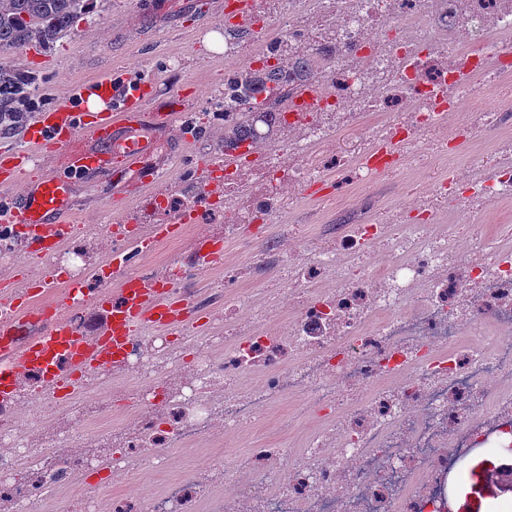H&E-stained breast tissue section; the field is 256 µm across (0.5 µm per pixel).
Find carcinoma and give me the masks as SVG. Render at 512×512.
<instances>
[{"mask_svg": "<svg viewBox=\"0 0 512 512\" xmlns=\"http://www.w3.org/2000/svg\"><path fill=\"white\" fill-rule=\"evenodd\" d=\"M88 10L86 0H0V52L11 50L22 56L31 47H48L55 39L73 29L74 23ZM272 74L266 69L237 75L231 84L244 82L253 96L266 91ZM35 93L34 84L25 82L20 70L0 64V114L3 126L23 123L7 114L24 111L23 99Z\"/></svg>", "mask_w": 512, "mask_h": 512, "instance_id": "1", "label": "carcinoma"}]
</instances>
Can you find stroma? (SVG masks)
<instances>
[{
  "label": "stroma",
  "instance_id": "obj_1",
  "mask_svg": "<svg viewBox=\"0 0 512 512\" xmlns=\"http://www.w3.org/2000/svg\"><path fill=\"white\" fill-rule=\"evenodd\" d=\"M222 0H92L94 21L79 20L74 33L64 35L48 50L33 48L22 58L5 52L0 64L22 62L38 74L47 101L58 91L86 82L108 70L131 69L133 77L158 91L179 85L190 91L187 107L197 115V137L183 141L178 132L159 134L156 161L188 162L224 153V119L211 105L224 86V63L195 50L203 28L217 26ZM74 221L98 223L111 207L112 187L74 181Z\"/></svg>",
  "mask_w": 512,
  "mask_h": 512
}]
</instances>
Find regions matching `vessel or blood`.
Returning <instances> with one entry per match:
<instances>
[{
    "label": "vessel or blood",
    "instance_id": "1",
    "mask_svg": "<svg viewBox=\"0 0 512 512\" xmlns=\"http://www.w3.org/2000/svg\"><path fill=\"white\" fill-rule=\"evenodd\" d=\"M152 102L150 84L127 74L108 72L73 85L26 129L31 153L47 162L46 172L30 183L24 180L22 157L0 148V224L24 232L29 259L38 272L23 287L0 290V299L11 310L10 317L0 318V335H9L14 321L32 315L43 321L22 346L0 345V395L9 396L16 374L29 367L57 385L65 363L72 379L80 380L89 368L120 353L145 323L168 327L179 320L183 305L169 293L122 281L93 295L81 278L56 289L44 262L74 228L72 192L61 169L90 182L119 184L133 171L145 189L160 183V167L145 161L153 144L142 136L138 115L148 112L152 125L167 127L176 124L181 113L153 107ZM21 181L26 184L21 197L9 195V188ZM72 309L99 313L95 336L84 338L72 330L68 322Z\"/></svg>",
    "mask_w": 512,
    "mask_h": 512
}]
</instances>
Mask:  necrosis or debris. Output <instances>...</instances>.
<instances>
[{"label": "necrosis or debris", "mask_w": 512, "mask_h": 512, "mask_svg": "<svg viewBox=\"0 0 512 512\" xmlns=\"http://www.w3.org/2000/svg\"><path fill=\"white\" fill-rule=\"evenodd\" d=\"M224 58L289 70L258 101L225 95V121L266 115L218 184L183 177L138 222L76 226L45 260L100 285L107 256L85 238L117 250L154 217L183 220L128 275L176 290L186 319L92 368L94 407L18 374L0 401V506L49 512L67 485L74 512H139L77 485L220 446L148 512H452L464 461L512 450V0H245ZM30 399L88 447L40 444ZM283 405L288 433L270 436ZM248 428L245 453L224 448Z\"/></svg>", "instance_id": "obj_1"}]
</instances>
